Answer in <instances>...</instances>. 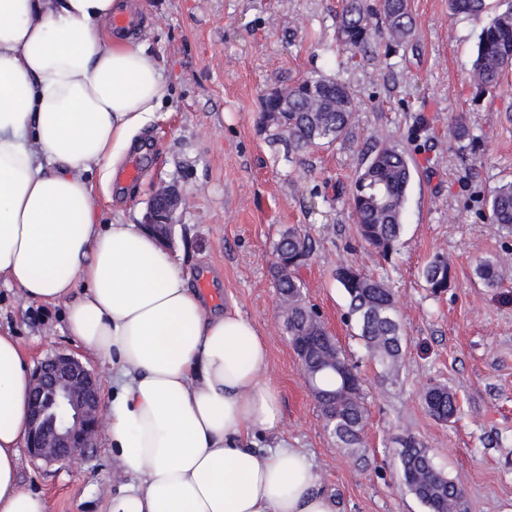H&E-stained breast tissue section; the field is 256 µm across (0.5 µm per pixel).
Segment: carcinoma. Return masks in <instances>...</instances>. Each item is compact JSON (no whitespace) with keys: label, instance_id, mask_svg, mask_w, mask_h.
Listing matches in <instances>:
<instances>
[{"label":"carcinoma","instance_id":"cac0c4a2","mask_svg":"<svg viewBox=\"0 0 512 512\" xmlns=\"http://www.w3.org/2000/svg\"><path fill=\"white\" fill-rule=\"evenodd\" d=\"M453 19L477 18L486 10V0H448ZM415 24L408 0H344L336 23V41L352 51L388 40L403 44L413 38ZM512 70V6L493 16L482 29L471 71L480 89L496 87ZM350 92L338 78L311 76L290 87H277L265 95L259 122L272 132V142L285 144L288 155L301 156L311 149L329 146L350 133L353 108ZM414 175L407 154L396 146L381 145L361 169L351 189L350 204L361 239L386 256L394 250L403 228L407 193ZM490 223L512 230V182L494 188L486 201ZM312 244L297 228L284 230L274 243L276 262L271 275L281 302L283 323L289 339L310 347L303 374L319 392H336V398H316L329 433L343 448H360L367 420L363 392L355 384L358 374L342 349L326 333L319 316L308 305L298 271L306 265ZM501 260L484 257L475 274L488 288L500 287ZM435 293L448 287V260L434 254L422 272ZM336 280L349 299V316L359 330V339L383 373L394 372L402 359V336L393 294L385 283L344 265ZM426 411L447 422L457 411V400L448 387L432 385L421 395ZM401 478L407 490L428 512H457L462 491L434 464L420 439L399 438Z\"/></svg>","mask_w":512,"mask_h":512}]
</instances>
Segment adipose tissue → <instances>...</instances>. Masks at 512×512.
Wrapping results in <instances>:
<instances>
[{
	"instance_id": "adipose-tissue-1",
	"label": "adipose tissue",
	"mask_w": 512,
	"mask_h": 512,
	"mask_svg": "<svg viewBox=\"0 0 512 512\" xmlns=\"http://www.w3.org/2000/svg\"><path fill=\"white\" fill-rule=\"evenodd\" d=\"M119 0H0V283L64 306L68 336L111 363L105 437L126 482L109 512H338L278 431L267 348L210 309L140 224L101 223L111 174L167 96L143 44L104 28ZM30 374L0 331V512H48L22 490Z\"/></svg>"
}]
</instances>
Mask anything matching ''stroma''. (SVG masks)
Listing matches in <instances>:
<instances>
[{"instance_id":"35a3bbf8","label":"stroma","mask_w":512,"mask_h":512,"mask_svg":"<svg viewBox=\"0 0 512 512\" xmlns=\"http://www.w3.org/2000/svg\"><path fill=\"white\" fill-rule=\"evenodd\" d=\"M139 38L158 59L168 94L141 135L155 152L141 179L116 193L96 188L106 224H137L163 183L189 197L169 245L192 283L206 281L218 307L237 306L268 348L263 377L279 393V431L304 449L341 512H426L402 484L399 436L412 434L462 490L465 512H512V231L488 222L490 190L512 180V72L492 90L471 82L483 20L451 22L448 0H409L417 36L367 55L336 51L341 0H141ZM346 83L352 135L312 150L304 163L270 145L258 125L263 95L306 76ZM469 135L458 139L455 116ZM399 146L416 174L404 230L383 257L359 239L349 206L357 170L373 147ZM313 244L299 275L306 299L363 381L368 420L362 452L325 430L284 331L270 268L289 226ZM451 266L433 292L422 269L434 254ZM504 258L502 285L475 274L479 258ZM351 265L395 295L403 358L394 378L367 356L335 278ZM63 307H46L0 285V330L12 333L28 367L58 351L78 357L112 388V367L63 332ZM457 396L447 422L425 410L423 389ZM24 490L49 512H108L120 483L105 436L66 465L23 455Z\"/></svg>"}]
</instances>
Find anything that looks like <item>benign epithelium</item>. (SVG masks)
Returning <instances> with one entry per match:
<instances>
[{"instance_id":"7a95c632","label":"benign epithelium","mask_w":512,"mask_h":512,"mask_svg":"<svg viewBox=\"0 0 512 512\" xmlns=\"http://www.w3.org/2000/svg\"><path fill=\"white\" fill-rule=\"evenodd\" d=\"M186 205L185 192L162 185L143 224H175ZM27 448L36 458L66 464L94 447L104 408L98 376L78 358L59 352L37 363L29 391Z\"/></svg>"}]
</instances>
